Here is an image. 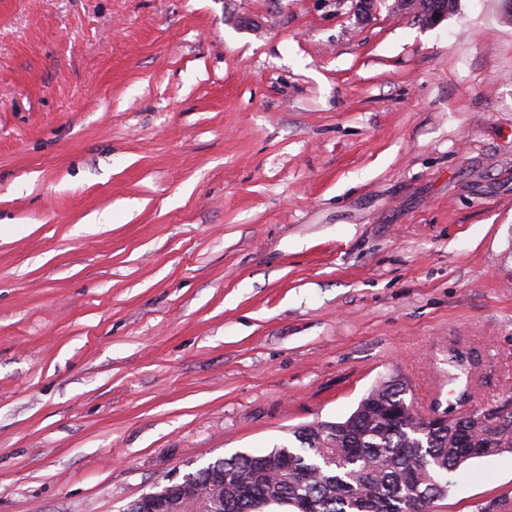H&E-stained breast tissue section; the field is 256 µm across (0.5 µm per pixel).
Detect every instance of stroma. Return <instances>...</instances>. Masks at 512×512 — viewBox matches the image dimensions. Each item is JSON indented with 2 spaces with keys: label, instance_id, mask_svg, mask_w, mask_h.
Here are the masks:
<instances>
[{
  "label": "stroma",
  "instance_id": "stroma-1",
  "mask_svg": "<svg viewBox=\"0 0 512 512\" xmlns=\"http://www.w3.org/2000/svg\"><path fill=\"white\" fill-rule=\"evenodd\" d=\"M0 0V512H124L398 376L512 401V18ZM431 512L512 502L476 458ZM448 360H451L450 362L454 364V367L458 371V373L448 376V383L457 385L463 376L465 377L466 380L464 386L458 387V390L456 391L455 404L463 399H470V378L472 374L471 368H469L468 365H466V363L462 359H460L456 354H451Z\"/></svg>",
  "mask_w": 512,
  "mask_h": 512
}]
</instances>
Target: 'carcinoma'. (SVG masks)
<instances>
[{
  "instance_id": "carcinoma-1",
  "label": "carcinoma",
  "mask_w": 512,
  "mask_h": 512,
  "mask_svg": "<svg viewBox=\"0 0 512 512\" xmlns=\"http://www.w3.org/2000/svg\"><path fill=\"white\" fill-rule=\"evenodd\" d=\"M448 383L471 398V368L457 355ZM397 379L374 385L346 419L293 431L300 447L236 452L190 473L206 487L223 475L224 496L189 512H428L448 495V476L473 458L512 454V412L496 425L448 406L441 425L414 411Z\"/></svg>"
}]
</instances>
